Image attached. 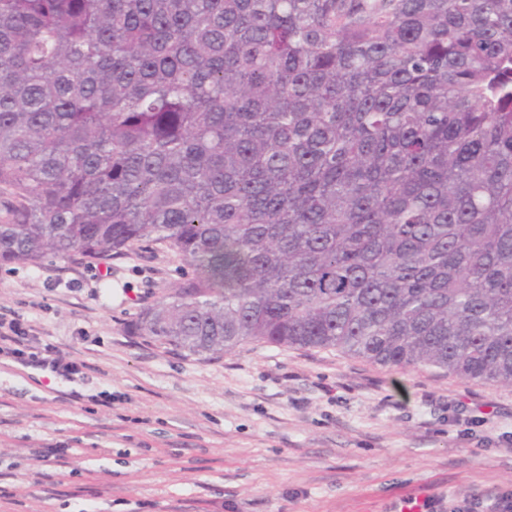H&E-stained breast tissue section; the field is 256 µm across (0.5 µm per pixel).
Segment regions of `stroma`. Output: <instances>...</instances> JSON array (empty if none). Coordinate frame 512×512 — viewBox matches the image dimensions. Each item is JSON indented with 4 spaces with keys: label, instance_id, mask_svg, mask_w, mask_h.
<instances>
[{
    "label": "stroma",
    "instance_id": "obj_1",
    "mask_svg": "<svg viewBox=\"0 0 512 512\" xmlns=\"http://www.w3.org/2000/svg\"><path fill=\"white\" fill-rule=\"evenodd\" d=\"M186 271L152 243L0 265V315L79 366L52 378L0 357V512H392L428 495L453 512L512 491V387L328 349L186 356L129 335Z\"/></svg>",
    "mask_w": 512,
    "mask_h": 512
}]
</instances>
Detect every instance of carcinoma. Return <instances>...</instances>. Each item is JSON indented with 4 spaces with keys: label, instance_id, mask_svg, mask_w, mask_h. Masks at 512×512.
Segmentation results:
<instances>
[{
    "label": "carcinoma",
    "instance_id": "cac0c4a2",
    "mask_svg": "<svg viewBox=\"0 0 512 512\" xmlns=\"http://www.w3.org/2000/svg\"><path fill=\"white\" fill-rule=\"evenodd\" d=\"M0 264L165 243L128 332L512 386V0H0Z\"/></svg>",
    "mask_w": 512,
    "mask_h": 512
}]
</instances>
